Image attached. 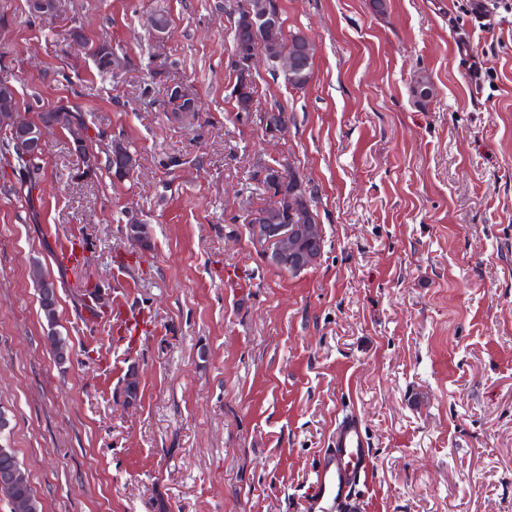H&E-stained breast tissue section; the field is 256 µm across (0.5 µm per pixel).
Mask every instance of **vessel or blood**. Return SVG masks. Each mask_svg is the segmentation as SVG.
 Segmentation results:
<instances>
[{"label": "vessel or blood", "instance_id": "b4317fda", "mask_svg": "<svg viewBox=\"0 0 512 512\" xmlns=\"http://www.w3.org/2000/svg\"><path fill=\"white\" fill-rule=\"evenodd\" d=\"M371 469L366 430L356 415H347L313 471L308 512H361L359 488Z\"/></svg>", "mask_w": 512, "mask_h": 512}]
</instances>
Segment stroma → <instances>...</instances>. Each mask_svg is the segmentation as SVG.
<instances>
[{"label":"stroma","mask_w":512,"mask_h":512,"mask_svg":"<svg viewBox=\"0 0 512 512\" xmlns=\"http://www.w3.org/2000/svg\"><path fill=\"white\" fill-rule=\"evenodd\" d=\"M498 2L497 26L475 29L468 0H279L314 45L313 79L256 67L247 114L229 0H66L50 22L0 0V78L26 117L69 107L95 150L117 139L140 158L120 181L74 178L58 130L29 191L0 156V445L43 512H305L350 413L373 456L364 512H512V0ZM72 27L125 59L119 79L68 47ZM464 35L486 53L479 86ZM175 84L197 112H173ZM274 105L289 118L275 140L257 118ZM285 162L324 236L297 275L242 219L261 166ZM132 213L149 250L126 241ZM64 241L79 264L57 262ZM36 267L57 290L62 362ZM119 304L133 335L107 318Z\"/></svg>","instance_id":"stroma-1"}]
</instances>
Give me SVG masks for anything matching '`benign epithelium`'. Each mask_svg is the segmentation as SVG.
Returning <instances> with one entry per match:
<instances>
[{"instance_id":"1","label":"benign epithelium","mask_w":512,"mask_h":512,"mask_svg":"<svg viewBox=\"0 0 512 512\" xmlns=\"http://www.w3.org/2000/svg\"><path fill=\"white\" fill-rule=\"evenodd\" d=\"M63 0H27L29 11L41 17L62 16ZM249 31L258 49L243 48L232 54L237 63L235 74L249 77L259 58H264L275 67H281L294 79H312L300 68L296 45L304 43L311 49L308 38H290L281 41L283 24L278 0H259L257 6L247 15ZM17 91L14 84L0 79V125L8 126L14 133L16 149L26 157L40 158L46 149L47 130L41 123L30 122L19 116L15 106ZM259 124L265 134L277 136L288 129V120L279 112H261ZM69 143L79 161L82 171H90L100 163V156L88 145V132L73 125L68 128ZM110 155L120 162V173L130 175L138 164L137 156L127 152L122 142L112 141ZM261 178L269 184H290V192H281L268 203L250 207L244 212L254 241L261 247L269 262L289 273H298L314 265L321 257L323 235L320 224L307 194L303 193L300 174L291 164L271 165L262 170ZM149 226L137 219L126 225V237L132 245L145 249L150 244Z\"/></svg>"}]
</instances>
